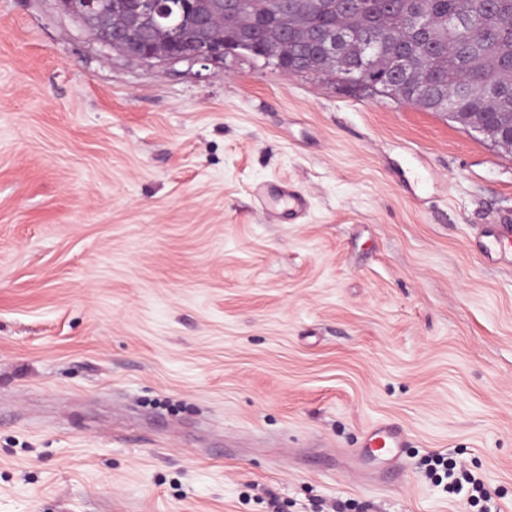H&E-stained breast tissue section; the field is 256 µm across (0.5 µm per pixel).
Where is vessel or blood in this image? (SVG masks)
Masks as SVG:
<instances>
[{
  "mask_svg": "<svg viewBox=\"0 0 512 512\" xmlns=\"http://www.w3.org/2000/svg\"><path fill=\"white\" fill-rule=\"evenodd\" d=\"M409 446V434L398 423L384 421L369 427L358 456L364 461L384 460V468L366 476L370 483H388L403 471L402 457Z\"/></svg>",
  "mask_w": 512,
  "mask_h": 512,
  "instance_id": "b4317fda",
  "label": "vessel or blood"
}]
</instances>
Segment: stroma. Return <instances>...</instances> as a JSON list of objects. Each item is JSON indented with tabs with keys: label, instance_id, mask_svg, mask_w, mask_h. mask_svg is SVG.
<instances>
[{
	"label": "stroma",
	"instance_id": "stroma-1",
	"mask_svg": "<svg viewBox=\"0 0 512 512\" xmlns=\"http://www.w3.org/2000/svg\"><path fill=\"white\" fill-rule=\"evenodd\" d=\"M505 230L512 153L445 113L0 0V512H481L432 453L512 512ZM362 448L357 453L362 461L381 459L387 462L384 468L366 474L365 481L390 483L403 471L402 457L405 449L409 448V434L398 423L380 422L367 429ZM424 465L429 466V468L426 469V472L430 476L434 473V469H437V466H444L445 475L450 479L448 482V493H459L463 490L464 484H467L469 486L468 491L471 492V497L475 500L478 499V501L483 500L485 502L483 512L501 511L498 505L492 501V497L485 488L483 480L478 475H475L471 471L465 469H460L455 472L456 465H448L444 458L439 454L430 456ZM473 492L476 494H473ZM492 507L495 510H491Z\"/></svg>",
	"mask_w": 512,
	"mask_h": 512
}]
</instances>
